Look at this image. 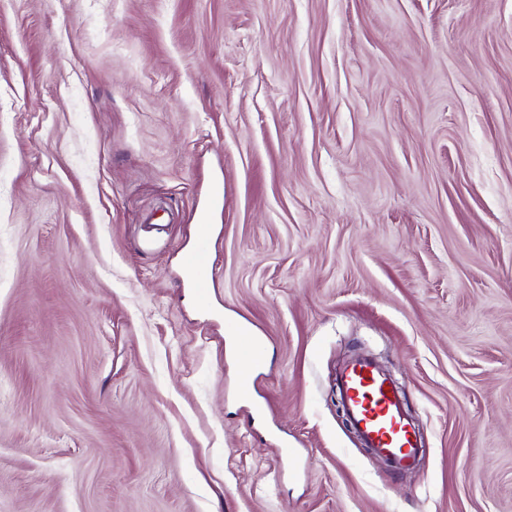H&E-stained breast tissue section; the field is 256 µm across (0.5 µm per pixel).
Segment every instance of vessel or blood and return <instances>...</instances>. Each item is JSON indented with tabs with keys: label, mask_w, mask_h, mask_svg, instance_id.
Segmentation results:
<instances>
[{
	"label": "vessel or blood",
	"mask_w": 512,
	"mask_h": 512,
	"mask_svg": "<svg viewBox=\"0 0 512 512\" xmlns=\"http://www.w3.org/2000/svg\"><path fill=\"white\" fill-rule=\"evenodd\" d=\"M183 265L192 275L193 288L207 296L214 278L208 232H201L196 246L184 255ZM237 336L241 362L258 363V338L242 330ZM337 389L351 428L372 455L385 459L397 471L420 464V441L405 412L403 397L373 359L353 356L340 372Z\"/></svg>",
	"instance_id": "obj_1"
}]
</instances>
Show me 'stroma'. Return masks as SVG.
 <instances>
[{
  "label": "stroma",
  "mask_w": 512,
  "mask_h": 512,
  "mask_svg": "<svg viewBox=\"0 0 512 512\" xmlns=\"http://www.w3.org/2000/svg\"><path fill=\"white\" fill-rule=\"evenodd\" d=\"M0 512H512V0H0ZM183 265L192 275V287L206 299L214 278L209 263V225H202L196 246L183 256ZM236 336H238V356L241 362L246 365L258 363L260 360V344L258 338L242 329H237ZM337 389L350 427L364 448L396 471L420 464V441L405 412L403 397L373 359L353 356L340 372Z\"/></svg>",
  "instance_id": "obj_1"
}]
</instances>
